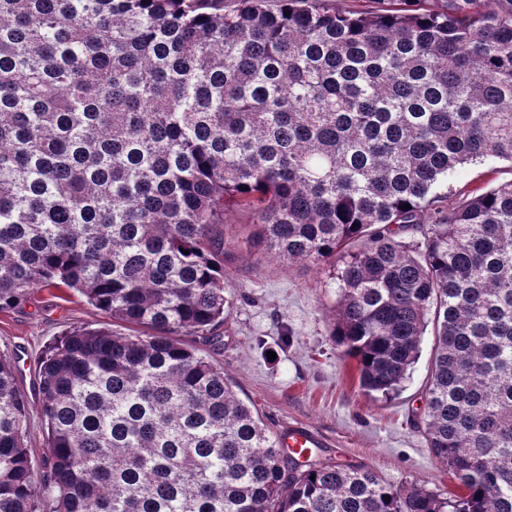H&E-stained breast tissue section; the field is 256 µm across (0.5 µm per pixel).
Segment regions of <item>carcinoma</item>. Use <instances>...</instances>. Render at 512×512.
Returning <instances> with one entry per match:
<instances>
[{
	"mask_svg": "<svg viewBox=\"0 0 512 512\" xmlns=\"http://www.w3.org/2000/svg\"><path fill=\"white\" fill-rule=\"evenodd\" d=\"M0 0V312L68 288L128 326L0 355V512H512V0ZM273 258L342 265L331 336L388 397L434 336L442 497L298 461L224 369V205ZM410 208L403 209L404 205ZM509 166L507 162L467 165L456 178L448 182V194H456L463 189H483L510 181L512 180V170Z\"/></svg>",
	"mask_w": 512,
	"mask_h": 512,
	"instance_id": "obj_1",
	"label": "carcinoma"
}]
</instances>
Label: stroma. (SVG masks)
<instances>
[{
    "label": "stroma",
    "instance_id": "1",
    "mask_svg": "<svg viewBox=\"0 0 512 512\" xmlns=\"http://www.w3.org/2000/svg\"><path fill=\"white\" fill-rule=\"evenodd\" d=\"M512 180L508 163L465 166L449 181L451 193ZM251 215L224 211V287L232 308L219 329L221 345L204 353L222 366L238 396L253 402L264 424L280 434L299 421L324 442L316 457L372 469L387 484L419 485L441 495L455 483L416 427L424 413V389L433 350L432 334L402 389L387 398L366 396L353 360L343 358L330 336L336 288L330 265L291 263L256 247ZM112 319L79 293L38 289L21 307L0 313V354L16 366L29 396L27 446L36 469L48 450L34 385L46 347L72 330H108Z\"/></svg>",
    "mask_w": 512,
    "mask_h": 512
}]
</instances>
